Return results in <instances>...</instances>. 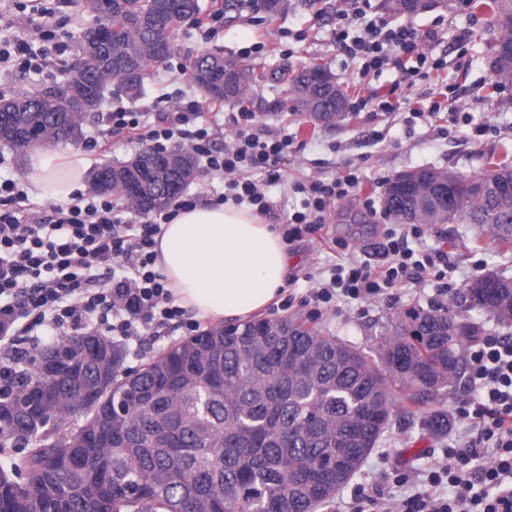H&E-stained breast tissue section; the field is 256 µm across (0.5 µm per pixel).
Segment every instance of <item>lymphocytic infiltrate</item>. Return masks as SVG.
<instances>
[{
  "mask_svg": "<svg viewBox=\"0 0 512 512\" xmlns=\"http://www.w3.org/2000/svg\"><path fill=\"white\" fill-rule=\"evenodd\" d=\"M369 0H345L336 14V42L359 66L353 75L364 86L371 73L392 65L409 76L429 78L441 67L420 52L422 36L409 22L389 25L367 19ZM57 5H32L27 22L39 38L20 35L0 38V65L20 71L47 72L66 46L58 42ZM233 142L217 148L219 123L204 121L200 104L182 101L168 112L146 121L139 110L118 107L108 112L100 138L86 142L87 152H105L120 138L154 150L185 146L212 173L228 179L227 188L238 202L269 213L261 183L281 176L289 142L260 127L256 115L242 108L232 113ZM361 178L350 171L330 181L313 179L298 184L306 200L283 229L287 241L314 232L325 223L331 205L357 195ZM122 205L109 197L86 204L46 206L31 202L14 180H0V342L15 345L36 339L38 330L58 331L85 325L95 317L106 335L127 342L142 330H183L197 334L198 321L186 315L163 277L154 269L156 237L170 212L159 221L129 224ZM420 227L407 234H388L383 245L385 264L350 263L338 266L330 286L316 293L327 303L334 289L352 299H369L388 290L424 279L444 277L447 253H415L409 237H421ZM470 381L483 401L470 418L473 437L449 449L448 461L429 468V490L404 499L401 512H512V342L487 335L473 353ZM452 488L443 496L441 484Z\"/></svg>",
  "mask_w": 512,
  "mask_h": 512,
  "instance_id": "lymphocytic-infiltrate-1",
  "label": "lymphocytic infiltrate"
}]
</instances>
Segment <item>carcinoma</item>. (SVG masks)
I'll use <instances>...</instances> for the list:
<instances>
[{"instance_id":"1","label":"carcinoma","mask_w":512,"mask_h":512,"mask_svg":"<svg viewBox=\"0 0 512 512\" xmlns=\"http://www.w3.org/2000/svg\"><path fill=\"white\" fill-rule=\"evenodd\" d=\"M492 14L493 70L512 82V0H474ZM91 21L76 37L78 94L53 87L0 96V135L19 149L40 142L49 128L56 142L76 143L109 85V69L125 93H142L155 58L167 53L198 0H80ZM196 86L213 100L244 99L258 81L253 63L201 52L189 62ZM296 107L314 118L336 111L346 93L331 73L313 65L292 78ZM182 151L151 149L120 167L91 173L113 182L99 188L125 199L126 176L140 187L139 214L170 205L198 174L187 155L182 172L159 183L155 172ZM512 181V164L479 175L448 170L454 208L440 224H476L500 245L512 246V198L498 188ZM448 308L409 307L398 313L379 350L381 365L336 336L297 319H261L213 327L150 360L137 373H120L112 350V388L97 390L99 359L112 346L105 336L65 337L38 354L55 362L56 399L30 410L41 370L16 382L0 400V440L29 446L0 462V472L26 474L0 497V512H317L376 449L392 407L389 382L412 401L428 399L463 378L465 342L474 343L479 311L512 327V281L488 273L467 282ZM453 329H448V324ZM101 436L112 452L97 453Z\"/></svg>"}]
</instances>
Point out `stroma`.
Returning <instances> with one entry per match:
<instances>
[{
    "mask_svg": "<svg viewBox=\"0 0 512 512\" xmlns=\"http://www.w3.org/2000/svg\"><path fill=\"white\" fill-rule=\"evenodd\" d=\"M236 4L233 20L225 22L212 41L183 25L172 55L152 66L137 100L130 102L110 92L102 107L154 105L168 111L180 98L203 100L194 84L181 82L180 64L203 51L242 58L255 42H266V51L254 58L264 79L253 85L243 102L224 104L228 113L249 108L265 128L292 141L281 180L265 187L271 206L266 223L285 224L300 209L297 183L314 177L330 180L354 167L362 177L357 197L332 207L321 230L289 244L285 289L281 300L267 309L266 318L301 319L373 356L398 312L412 306H448L465 283L481 274L512 277V246L498 248L489 232L472 224H431L416 247L448 253L452 270L446 286L410 283L366 301L339 295L319 305L314 299L321 285L330 282L337 264L380 265L385 235L404 231V224L381 211L370 213L364 206L367 197L382 196L390 176L422 166L477 174L488 160L512 153V83H499L492 68L490 13L475 9L473 0H450V9L414 16L420 30H436V38L424 43L423 49L441 59L442 68L411 87L401 85L396 71L384 69L373 86L384 94L397 89L399 111L378 115L351 111L345 120L326 127L295 112L291 87L278 76L321 64L331 70L348 99L359 95L352 82L354 64L336 44V14L344 0H289L286 11L273 21L265 19L254 0H236ZM433 92L455 101L462 116L458 124H450L444 112L410 121V109ZM481 125L487 126L486 135H476ZM374 129L379 138H371ZM479 400V391L466 379L424 403L394 391L393 413L377 449L319 512H347L361 491L377 496L384 512H397L403 499L422 490L429 466L446 461L449 447L470 439L472 431L460 411L474 409ZM435 410L448 416L445 433H434L427 426L426 418Z\"/></svg>",
    "mask_w": 512,
    "mask_h": 512,
    "instance_id": "obj_1",
    "label": "stroma"
}]
</instances>
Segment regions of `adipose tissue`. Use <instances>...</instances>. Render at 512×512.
<instances>
[{
    "label": "adipose tissue",
    "instance_id": "ef3b65f1",
    "mask_svg": "<svg viewBox=\"0 0 512 512\" xmlns=\"http://www.w3.org/2000/svg\"><path fill=\"white\" fill-rule=\"evenodd\" d=\"M87 161L73 150L36 149L23 180L43 200L84 186ZM156 269L180 306L206 318L246 319L280 294L288 248L280 229L231 202L180 211L156 238Z\"/></svg>",
    "mask_w": 512,
    "mask_h": 512
}]
</instances>
